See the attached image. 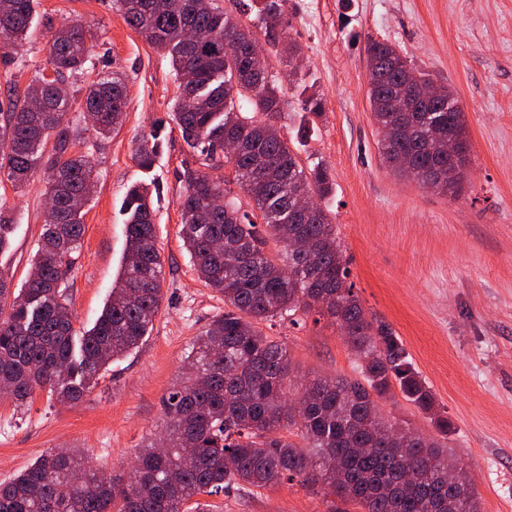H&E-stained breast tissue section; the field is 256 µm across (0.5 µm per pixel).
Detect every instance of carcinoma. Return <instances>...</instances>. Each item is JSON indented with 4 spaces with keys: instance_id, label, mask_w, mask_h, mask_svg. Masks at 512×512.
<instances>
[{
    "instance_id": "cac0c4a2",
    "label": "carcinoma",
    "mask_w": 512,
    "mask_h": 512,
    "mask_svg": "<svg viewBox=\"0 0 512 512\" xmlns=\"http://www.w3.org/2000/svg\"><path fill=\"white\" fill-rule=\"evenodd\" d=\"M35 0H0V50L29 33ZM129 26L172 60L178 81L173 121L187 146L219 165L225 140L240 145L227 159L252 209L232 198L220 210L214 194L226 195L224 179L190 167L179 173V237L198 278L224 298L198 346L186 358V381L163 401L167 418L161 444L137 456L125 484L104 476L79 451L44 452L10 481L0 482V512H183L194 497L230 487L271 489L300 482L356 505L361 512H482L476 490L448 448L386 421L377 401L401 392L424 413L433 394L401 339L384 323L370 321L343 258L336 225L316 203L305 217L296 202L315 194L324 200L334 184L327 168L301 165L278 126L283 99L268 69L238 54L233 39L254 40L253 30L224 13L213 0H113ZM266 44L288 66L301 102L298 134L308 140L323 102L298 71L301 47L290 36L288 0H251L247 5ZM367 97L388 164L404 160L420 185L455 193L468 154L450 160L448 136L467 142L464 112L443 91L413 99L394 111V95L411 81H428L386 40H371ZM91 61L79 23L51 34L49 64L13 100L0 127V170L23 186L41 168L54 217L42 225L39 249L19 295L10 298L0 271V390L17 408L38 388L70 401L81 399L100 372L137 348L153 330L162 303L163 262L156 247L150 187L133 185L123 200L126 250L121 273L93 328L74 340L67 275L83 236L87 189L94 164L71 148L79 133L68 112L76 92L67 78ZM83 111L96 133L108 138L121 124L127 90L114 76L88 85ZM50 154H45L48 142ZM161 143L142 138L134 160L153 167ZM16 224L0 215V252ZM310 242L312 253L295 249ZM280 248H269V242ZM316 311L333 319L357 358L358 377L318 378L303 386L301 404L290 400L294 383L288 347L265 335L263 322L295 321ZM293 427L301 446L279 429Z\"/></svg>"
}]
</instances>
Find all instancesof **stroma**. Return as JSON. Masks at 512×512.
<instances>
[{
  "label": "stroma",
  "instance_id": "35a3bbf8",
  "mask_svg": "<svg viewBox=\"0 0 512 512\" xmlns=\"http://www.w3.org/2000/svg\"><path fill=\"white\" fill-rule=\"evenodd\" d=\"M291 36L324 112L306 147L304 166L323 162L335 184L324 204L335 224L350 280L368 319L402 339L430 387L436 414L402 395L381 404L392 422L442 437L472 480L483 512H512V0H290ZM80 23L92 33V63L69 80L78 90L118 74L127 87L122 123L97 137L73 107L79 151L96 166L85 231L68 279L73 327L99 317L121 270L123 199L128 187L155 188V224L164 264L163 300L154 328L132 353L110 364L75 402L49 388L15 411L0 401V482L46 450H79L105 472L127 476L147 438L165 425L162 399L182 378L184 357L224 310L200 281L179 238L183 167L202 159L171 120L178 83L169 58L131 28L112 0H37L32 29L0 57V123L12 88H25L47 66L52 31ZM388 40L451 87L465 115L466 177L457 194L420 187L383 164L367 100L366 45ZM156 133L153 168L137 166L136 142ZM46 183L35 174L14 186L0 174V212L18 227L0 253L12 292L22 288L46 214ZM284 342L299 375L356 377V359L331 318L263 324ZM450 428L440 436L436 415ZM210 512H327L329 501L299 483L210 496Z\"/></svg>",
  "mask_w": 512,
  "mask_h": 512
}]
</instances>
